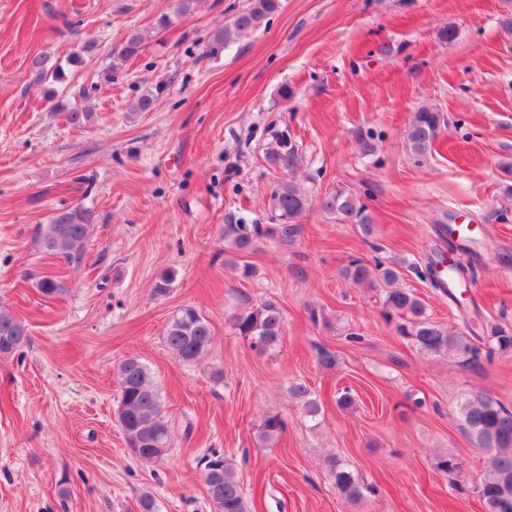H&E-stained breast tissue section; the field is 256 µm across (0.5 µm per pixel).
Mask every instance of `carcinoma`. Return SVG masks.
Returning <instances> with one entry per match:
<instances>
[{"label":"carcinoma","instance_id":"obj_1","mask_svg":"<svg viewBox=\"0 0 512 512\" xmlns=\"http://www.w3.org/2000/svg\"><path fill=\"white\" fill-rule=\"evenodd\" d=\"M280 0H248L224 28L212 37L209 53H217L224 45L256 27L265 17L276 12ZM144 38L134 30L111 48L114 60L124 62L142 50ZM37 79H60V66L49 62V57L33 60ZM448 125L444 114L435 106L423 105L414 114L405 137L418 155L425 154L433 145L442 128ZM310 200L293 181L276 184L269 196L270 224H247L241 218H229L224 225V241L239 252L254 250L261 240H273L283 245L296 241L301 233L298 220L309 209ZM321 209L336 216L343 224H356L369 237L374 225L365 212V206L353 194L339 190L324 196ZM91 212L79 206L64 208L54 213L49 223L38 229V239L44 249L67 261L81 258L89 228ZM401 275L399 266L378 264L370 268L362 260L353 259L345 277L355 284L372 283L379 277L386 290L382 316L386 322L400 320L396 325L400 335L408 338L425 354L451 356L463 366L478 364L481 353L512 352V326L494 325L487 335L480 336L472 321H463L460 328H449L432 320L425 302L413 292L396 288ZM284 316L277 303L266 300L236 312L231 317L232 328L250 341L259 354L277 349L281 342ZM164 339L167 347L179 361L199 362L209 351L213 330L209 320L192 307L175 312L166 324ZM30 342L24 321L9 311L0 309V354L11 355ZM120 391L117 423L131 449V456L141 462L160 460L159 448L172 447V431L165 417L161 393L148 367L136 356L121 361L116 371ZM303 415L315 420L321 414V405L303 383L291 387ZM463 427L474 443L485 449L487 457L480 478L477 497L484 512H512V409L486 395L466 398L459 407ZM287 422L279 414L267 416L258 434L268 444L286 431ZM201 481L211 512H252L250 503L240 485L236 467L224 454L211 450L202 457ZM337 491L350 503H359L373 492V487L336 462L329 464Z\"/></svg>","mask_w":512,"mask_h":512}]
</instances>
